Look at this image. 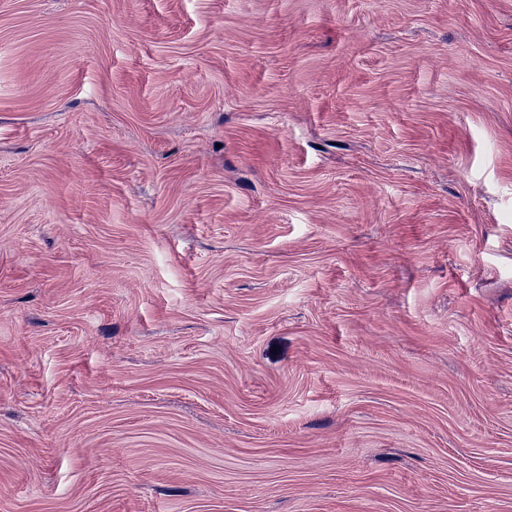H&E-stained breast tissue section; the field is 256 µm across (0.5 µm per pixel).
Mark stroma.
<instances>
[{
    "instance_id": "stroma-1",
    "label": "stroma",
    "mask_w": 512,
    "mask_h": 512,
    "mask_svg": "<svg viewBox=\"0 0 512 512\" xmlns=\"http://www.w3.org/2000/svg\"><path fill=\"white\" fill-rule=\"evenodd\" d=\"M0 512H512V0H0Z\"/></svg>"
}]
</instances>
